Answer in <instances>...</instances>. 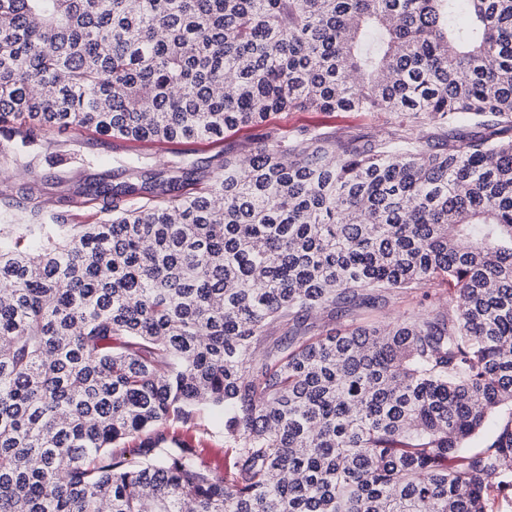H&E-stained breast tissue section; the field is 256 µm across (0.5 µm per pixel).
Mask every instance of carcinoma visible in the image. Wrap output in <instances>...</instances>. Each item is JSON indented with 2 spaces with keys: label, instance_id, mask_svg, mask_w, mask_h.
<instances>
[{
  "label": "carcinoma",
  "instance_id": "obj_1",
  "mask_svg": "<svg viewBox=\"0 0 512 512\" xmlns=\"http://www.w3.org/2000/svg\"><path fill=\"white\" fill-rule=\"evenodd\" d=\"M294 111L393 123L286 141ZM462 120L495 137L449 142ZM249 126L254 153L138 155L49 214L36 180L11 199L0 512H488L512 490V0H0L25 166L61 129ZM420 288L446 306L313 331ZM201 407L229 476L170 428Z\"/></svg>",
  "mask_w": 512,
  "mask_h": 512
}]
</instances>
